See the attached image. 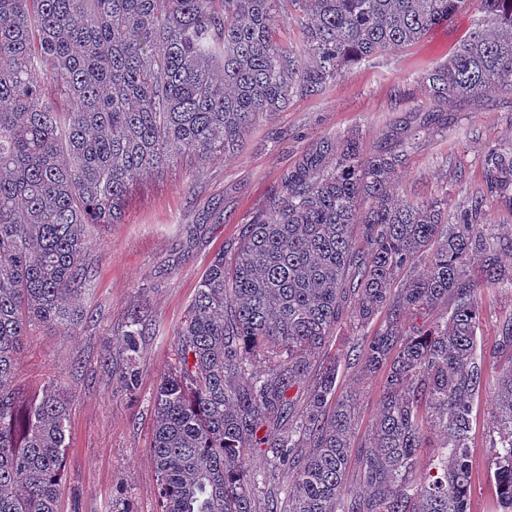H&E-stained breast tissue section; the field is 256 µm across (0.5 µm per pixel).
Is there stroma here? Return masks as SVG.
<instances>
[{"instance_id": "obj_1", "label": "stroma", "mask_w": 512, "mask_h": 512, "mask_svg": "<svg viewBox=\"0 0 512 512\" xmlns=\"http://www.w3.org/2000/svg\"><path fill=\"white\" fill-rule=\"evenodd\" d=\"M477 0L424 39L352 65L319 94L294 96L287 108L260 117L242 149L221 161L181 155L131 188L122 223L92 229L93 281L82 295L84 319L71 330L31 328L19 356L15 385L27 394L55 383L68 399L60 512H111L128 499L134 512H160L158 475L150 447L152 398L176 362L174 334L185 320L199 282L220 251L237 245L239 227L264 211L288 173L306 165L323 143L356 139L372 151L400 142L407 128L424 127L407 150L393 187L403 200H438L457 215L471 198L485 201L486 230L512 235V205L489 193L484 158L512 143V95L437 104L419 81L444 61L451 46L479 21ZM477 344L486 356L483 388L472 412L473 471L470 512H493L488 460L496 424L497 380L512 369V351L498 348L501 326L512 316V286L481 284ZM152 323L135 367L133 390L114 372L126 356L122 332L132 313ZM365 333L350 318L312 360L340 363L337 391L358 398L355 446L346 473L352 494L363 493L360 454L368 441L381 378L351 360Z\"/></svg>"}]
</instances>
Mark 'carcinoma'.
Instances as JSON below:
<instances>
[{
    "label": "carcinoma",
    "instance_id": "obj_1",
    "mask_svg": "<svg viewBox=\"0 0 512 512\" xmlns=\"http://www.w3.org/2000/svg\"><path fill=\"white\" fill-rule=\"evenodd\" d=\"M283 1L301 34L294 50L273 36ZM466 2L0 0V512H59L67 401L51 383L28 396L14 379L31 327L81 320L89 226L121 223L134 181L172 155H235L260 116L319 93L351 61L418 42ZM479 4L475 28L420 77L434 102L512 92V0ZM402 159L336 145L331 164L316 157L287 175L231 256L214 257L152 400L161 512H255L256 449L288 477V510L269 491L265 512H469L485 355L467 263L480 254L487 283L512 285L499 262L512 237L484 233L481 199L453 224L436 201L396 199ZM485 165L491 191L511 201L512 145L489 149ZM420 261L426 273L394 287ZM443 303L428 327L402 325ZM346 313L362 327L386 317L353 347L384 377L360 497L346 492L356 416L354 399L336 396L338 363L305 405L291 396ZM152 333L132 315L128 361ZM496 405L489 469L496 512H512V369ZM428 425L446 461L419 473Z\"/></svg>",
    "mask_w": 512,
    "mask_h": 512
}]
</instances>
